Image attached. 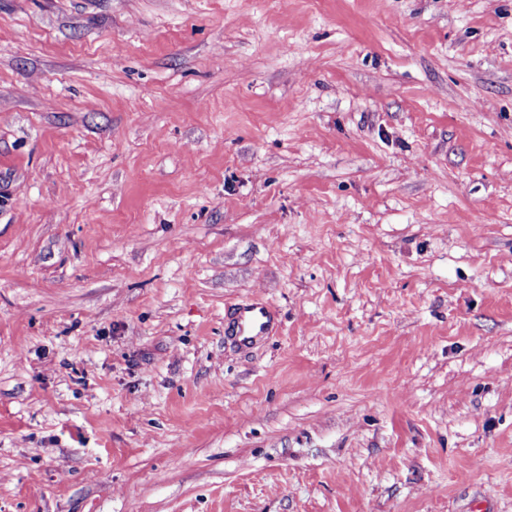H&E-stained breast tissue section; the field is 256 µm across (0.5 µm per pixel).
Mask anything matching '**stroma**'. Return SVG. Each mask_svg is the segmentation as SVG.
Instances as JSON below:
<instances>
[{
	"label": "stroma",
	"instance_id": "35a3bbf8",
	"mask_svg": "<svg viewBox=\"0 0 512 512\" xmlns=\"http://www.w3.org/2000/svg\"><path fill=\"white\" fill-rule=\"evenodd\" d=\"M0 512H512V0H0ZM274 318L272 311L261 298L236 309L232 324L228 327L229 336H235L240 346H250L272 330Z\"/></svg>",
	"mask_w": 512,
	"mask_h": 512
}]
</instances>
